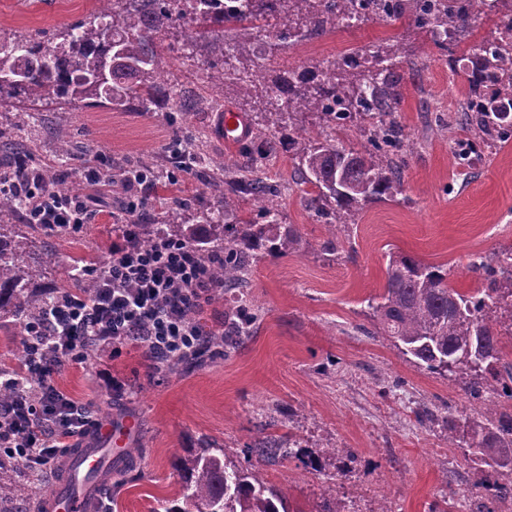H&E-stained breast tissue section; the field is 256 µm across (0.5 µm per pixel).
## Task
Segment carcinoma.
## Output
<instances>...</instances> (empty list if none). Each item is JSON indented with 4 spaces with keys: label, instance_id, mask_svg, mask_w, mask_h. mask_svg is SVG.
Wrapping results in <instances>:
<instances>
[{
    "label": "carcinoma",
    "instance_id": "1",
    "mask_svg": "<svg viewBox=\"0 0 512 512\" xmlns=\"http://www.w3.org/2000/svg\"><path fill=\"white\" fill-rule=\"evenodd\" d=\"M98 10L68 29L36 41L0 40V104L61 99L108 104L114 110L167 112L187 115L192 100L187 88L171 75L161 78L160 47L167 34L181 36L182 49L198 54L210 70L212 85L224 87V98L246 95L252 111L275 117L274 126L293 127L302 112L319 114L316 138H307L295 156L301 183L313 187L309 209L331 224H346L357 206L394 198L403 190V130L395 112L402 97L398 61L380 51L357 50L318 64L299 75H277L268 80L255 63L261 33L263 52L270 62L278 52L314 34L326 31L338 17L328 15V0H234L235 7L212 10L217 0H196L191 12L180 0H97ZM349 12L352 25L381 15L398 20L408 15L429 32L453 26L459 37L468 31L471 13L457 0L446 3L431 18L421 15L420 0H335ZM465 71L463 92L466 120L474 136L486 143L512 138V59L496 52L484 55L473 47ZM353 119L363 122L367 146L348 148L336 141V127ZM278 150L269 126L256 124L243 147L244 164L223 161L206 171L203 186L218 197L226 223L213 213L198 216L197 224L178 223L187 204L179 199L159 213L158 223L147 224L143 241L171 237L193 246L208 262L224 255L213 268L225 288L247 283L259 252L283 254L299 243L295 228L281 229L280 211L272 197L280 186L271 181L263 161ZM259 203V219L238 216L240 200ZM24 193L0 194V215L21 208ZM0 224V311L22 324L30 322L46 298L28 292L40 270L25 262L22 247L4 240ZM470 269L480 286L461 290L448 283V271L411 256L390 257L384 292L370 300L374 334L385 336L410 361L462 384L478 399L489 390L503 403L479 411L448 414V442L467 449L471 460L512 472V364L504 361L499 330L512 334V250L478 256ZM258 315L243 299L224 310V334H203L208 346L190 356L166 361L169 368L202 366L225 348L249 335ZM297 441L261 440L249 448L266 460L289 456ZM174 467L183 483L180 497L164 500L162 512H280L283 501L253 472L224 461V449H205L179 457ZM20 461L0 458V512L16 500L41 499L37 488L17 479ZM493 490L475 512H499L512 502V479L487 486Z\"/></svg>",
    "mask_w": 512,
    "mask_h": 512
}]
</instances>
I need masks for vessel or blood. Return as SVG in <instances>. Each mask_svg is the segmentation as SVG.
I'll list each match as a JSON object with an SVG mask.
<instances>
[{
	"label": "vessel or blood",
	"instance_id": "1",
	"mask_svg": "<svg viewBox=\"0 0 512 512\" xmlns=\"http://www.w3.org/2000/svg\"><path fill=\"white\" fill-rule=\"evenodd\" d=\"M216 126L227 144H238L245 134L242 115L225 110L216 116ZM138 432L135 419L113 417L101 422L98 430L70 451V467L55 492L49 496L47 512H96V488L113 466L123 464Z\"/></svg>",
	"mask_w": 512,
	"mask_h": 512
}]
</instances>
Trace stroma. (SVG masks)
I'll return each instance as SVG.
<instances>
[{
  "label": "stroma",
  "mask_w": 512,
  "mask_h": 512,
  "mask_svg": "<svg viewBox=\"0 0 512 512\" xmlns=\"http://www.w3.org/2000/svg\"><path fill=\"white\" fill-rule=\"evenodd\" d=\"M95 0H0V36L39 38L85 17ZM377 46L400 62L403 97L398 121L414 146L403 154V191L360 205L354 223L334 228L306 206V185L294 169V150L279 148L266 162L281 186L282 225L301 241L284 255L254 264L248 288L260 318L251 336L228 356L177 372L157 366L142 350L126 348L109 365L129 381L131 399L94 383L90 368L72 366L56 378L72 397L91 401L99 418L130 415L138 437L128 465L112 476V512H156L179 497L176 457L213 445L227 461L259 471L283 497L288 512H428L441 496L455 512H474L477 493L493 480L463 449L449 445L441 419L473 404L458 385L419 368L394 344L372 335L369 298L382 293L390 254L447 268L454 287H476L469 269L479 254L512 246V142L485 146L474 163L459 157L467 138L458 101L463 68L431 49L426 31L410 20L374 17L350 29L335 26L287 49L290 71ZM164 72L211 97L201 61L174 49L162 54ZM213 110L193 111L183 125L200 135L213 161L240 159L214 127ZM176 127L166 114L145 115L105 106L36 103L0 105V136L28 170L81 184L97 216L78 239L44 235L21 213L7 216L11 240L26 243L28 263L43 267L33 293L74 291V265L111 259L113 210L128 188L121 170L150 163L160 175L178 172L185 159L173 146ZM105 158L114 176L105 190L86 172ZM340 240V250L327 249ZM430 407L437 419L419 422ZM295 434L296 456L261 460L248 447L265 437Z\"/></svg>",
  "instance_id": "obj_1"
}]
</instances>
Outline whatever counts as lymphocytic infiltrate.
Here are the masks:
<instances>
[{"label":"lymphocytic infiltrate","mask_w":512,"mask_h":512,"mask_svg":"<svg viewBox=\"0 0 512 512\" xmlns=\"http://www.w3.org/2000/svg\"><path fill=\"white\" fill-rule=\"evenodd\" d=\"M130 184L135 192L115 218L112 259L95 278L94 296L63 293L47 301L25 327L21 370L0 374L15 390L0 404V445H9L37 477L99 424L92 403L60 389L56 375L84 364L91 348L113 356L136 346L160 362L193 353L202 342L196 317L211 301V269L180 241L160 237L143 244L140 215L151 184L138 177ZM27 198L30 224H66L77 233L94 218L86 197L60 195L38 174L29 178Z\"/></svg>","instance_id":"1"}]
</instances>
